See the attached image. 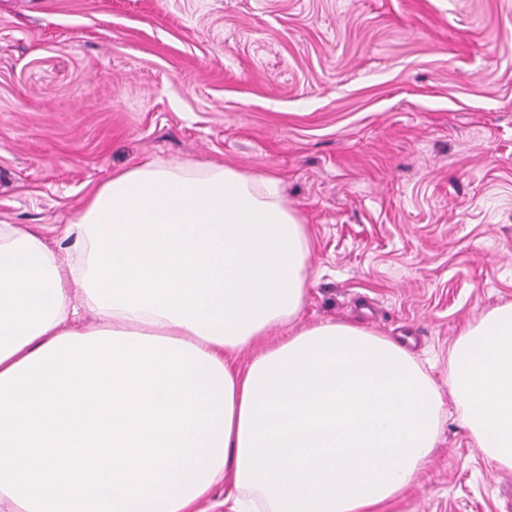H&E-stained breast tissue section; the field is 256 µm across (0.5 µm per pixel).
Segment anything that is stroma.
I'll list each match as a JSON object with an SVG mask.
<instances>
[{"mask_svg":"<svg viewBox=\"0 0 512 512\" xmlns=\"http://www.w3.org/2000/svg\"><path fill=\"white\" fill-rule=\"evenodd\" d=\"M155 158L276 175L304 322L408 348L440 389L512 302V0H0V224L63 228ZM381 512H512L453 406Z\"/></svg>","mask_w":512,"mask_h":512,"instance_id":"stroma-1","label":"stroma"}]
</instances>
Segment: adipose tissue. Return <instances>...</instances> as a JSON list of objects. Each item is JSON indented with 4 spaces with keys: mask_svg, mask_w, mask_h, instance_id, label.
<instances>
[{
    "mask_svg": "<svg viewBox=\"0 0 512 512\" xmlns=\"http://www.w3.org/2000/svg\"><path fill=\"white\" fill-rule=\"evenodd\" d=\"M280 181L146 160L60 235L0 225V512H377L443 407L364 325H305L311 243ZM99 324H67L73 297ZM286 337L269 343L276 327ZM476 447L512 471V302L448 350Z\"/></svg>",
    "mask_w": 512,
    "mask_h": 512,
    "instance_id": "obj_1",
    "label": "adipose tissue"
}]
</instances>
